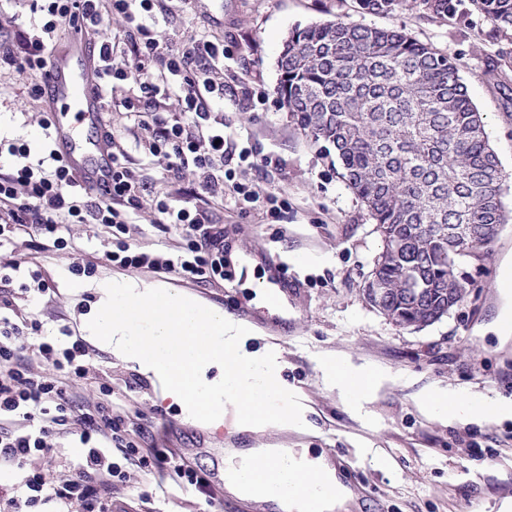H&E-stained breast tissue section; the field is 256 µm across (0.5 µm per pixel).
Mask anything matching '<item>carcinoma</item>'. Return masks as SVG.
<instances>
[{"mask_svg":"<svg viewBox=\"0 0 512 512\" xmlns=\"http://www.w3.org/2000/svg\"><path fill=\"white\" fill-rule=\"evenodd\" d=\"M370 13L418 10L440 19L460 0H360ZM512 29V0H470ZM280 104L314 143L327 144L381 241L372 277L398 326L440 320L468 296L457 259L484 256L509 223L502 169L484 117L456 63L398 29L345 21L294 28L277 61ZM512 106V50L485 59Z\"/></svg>","mask_w":512,"mask_h":512,"instance_id":"1","label":"carcinoma"}]
</instances>
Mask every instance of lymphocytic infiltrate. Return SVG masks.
<instances>
[{"label": "lymphocytic infiltrate", "instance_id": "lymphocytic-infiltrate-1", "mask_svg": "<svg viewBox=\"0 0 512 512\" xmlns=\"http://www.w3.org/2000/svg\"><path fill=\"white\" fill-rule=\"evenodd\" d=\"M155 2L32 0V11L41 20L31 30L18 31L13 40L0 39V65L43 71L60 28L90 31L103 24L105 14L122 17L127 23L123 40H105L99 45L105 86L132 82L137 92L124 98L122 106L134 127L152 129L150 154L168 173L176 176L192 171L202 192L221 194L225 149L219 140L224 136V124L212 119L211 112L214 103L223 100L224 86L210 74L223 70L224 46L204 39L182 50L164 47L152 25ZM169 95L176 96L181 112L190 117L189 123H172L152 111L157 99ZM104 138L112 153V185L94 197L78 183L62 154L52 150L35 159L27 144L0 140V153L13 159L11 172L0 176V208L8 210L16 229L52 239L61 250L67 246L60 235L66 224H101L124 231L140 207L145 184L130 167L127 152L112 132H105ZM156 221L179 225L183 246L148 254L121 243L106 251V261L122 268L174 273L195 283L223 279L224 231L212 225L204 211L161 198L156 202ZM25 335L37 340L41 356L52 362L54 373L31 371L20 342ZM86 356L82 340L62 343L44 337L41 323L15 311L10 290L0 289V467L28 471L23 483L0 482V512H37L51 502L66 512H112L98 488L125 477L112 457L116 449L124 459L135 458L159 470L173 468L188 485L206 493L207 479L188 462L174 461L152 448L140 452L127 441L107 402L111 382L99 386L103 403L85 411L76 409L68 386L85 378ZM70 427L85 451L70 478L56 483L30 463L38 457L59 464L57 440Z\"/></svg>", "mask_w": 512, "mask_h": 512}]
</instances>
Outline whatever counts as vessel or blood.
I'll return each instance as SVG.
<instances>
[{"label": "vessel or blood", "mask_w": 512, "mask_h": 512, "mask_svg": "<svg viewBox=\"0 0 512 512\" xmlns=\"http://www.w3.org/2000/svg\"><path fill=\"white\" fill-rule=\"evenodd\" d=\"M43 102L49 113L56 138L66 140L69 148L64 158L78 181L86 186L103 188L111 181L112 159L102 139L91 140L83 128L102 130L106 109L94 48L82 33H71L68 40L52 51L42 81ZM288 280L276 274L264 294L268 305L284 311L288 308ZM270 495L287 498L291 512H324L312 472L305 468L282 471L271 464L264 473Z\"/></svg>", "instance_id": "1"}]
</instances>
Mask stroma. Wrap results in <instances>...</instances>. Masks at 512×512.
<instances>
[{"mask_svg":"<svg viewBox=\"0 0 512 512\" xmlns=\"http://www.w3.org/2000/svg\"><path fill=\"white\" fill-rule=\"evenodd\" d=\"M155 18L161 39L172 49L201 38L223 42L224 107L216 117L229 137L231 159L225 170L231 181L253 191L257 202L205 194L189 171L170 175L136 145V138L148 133L131 135L121 107L108 108L107 122L153 195L203 210L223 227L224 254L247 258V276L237 277L230 288L147 268L121 269L104 257L110 233L99 224L65 225L64 250L18 233L0 250V266H13L10 287L16 304L52 337L64 328L77 331L80 314L96 301L90 292L77 298L69 294L70 267L76 263L95 262L100 277L123 273L197 295L251 328L248 350L273 348L283 380L306 411L309 431L242 433L229 407L217 430L186 419L176 404L161 397L152 376L94 346L87 349L88 377L72 390L77 404L88 408L100 402L98 381L111 377L112 416L130 430L131 441L185 459L203 476L223 464L228 448H314L343 464L350 484L364 492V499L351 501L349 512H506L512 505V420L449 424L421 411L418 400L435 387L490 402L512 397V340L499 344L486 330L502 304L503 269L512 266V223L482 261L461 259V269L477 285L466 302L431 325L395 326L363 295L380 249L373 221L331 157L279 107L276 87L278 56L295 27L342 19L403 30L458 65L472 102L484 115L505 174L502 201L512 211V121L483 63L485 55L512 44V31L499 32L482 15L464 9L448 19L408 11L372 14L356 0H161ZM40 80L37 73L0 68V135L28 141L36 157L42 153L39 127L45 107L30 89ZM244 90L251 97L246 109L234 102ZM267 157L272 165H264ZM270 195L279 205L272 214L263 203ZM124 239L138 251L155 253L178 249L182 234L174 225L156 223L153 203L146 198ZM278 269L296 285L283 314L262 300L268 277ZM35 272L48 282L46 294L23 291ZM333 358L366 366L383 380L364 397L347 400L324 379L322 363ZM495 436L505 443L494 457L471 453V446L490 445ZM113 458L126 477L105 493L123 512H259L249 501L207 498L172 470H148L118 452Z\"/></svg>","mask_w":512,"mask_h":512,"instance_id":"1","label":"stroma"}]
</instances>
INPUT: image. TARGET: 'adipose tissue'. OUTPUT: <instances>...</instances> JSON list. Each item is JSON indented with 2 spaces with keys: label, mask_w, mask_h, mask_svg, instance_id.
<instances>
[{
  "label": "adipose tissue",
  "mask_w": 512,
  "mask_h": 512,
  "mask_svg": "<svg viewBox=\"0 0 512 512\" xmlns=\"http://www.w3.org/2000/svg\"><path fill=\"white\" fill-rule=\"evenodd\" d=\"M93 291L94 309L80 318V330L94 345L134 362L143 374L162 386L163 398L178 404L187 418L217 428L224 423V405H235L243 432L274 425L305 431L299 407L287 400L273 410L270 395L285 397L278 378L277 357H257L245 348L248 328L196 296L164 284L126 277H103L71 283L72 296ZM448 421L491 415L512 418V399L477 404L453 392L437 390L421 401ZM272 455L268 448H230L227 460L255 479L250 498L289 512L287 500L273 499L260 479Z\"/></svg>",
  "instance_id": "1"
}]
</instances>
